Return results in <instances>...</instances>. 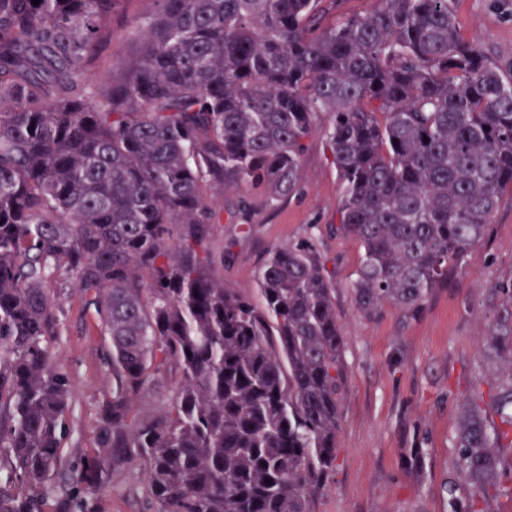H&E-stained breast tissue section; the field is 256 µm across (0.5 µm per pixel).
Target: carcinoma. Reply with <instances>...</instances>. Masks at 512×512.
<instances>
[{
  "label": "carcinoma",
  "instance_id": "1",
  "mask_svg": "<svg viewBox=\"0 0 512 512\" xmlns=\"http://www.w3.org/2000/svg\"><path fill=\"white\" fill-rule=\"evenodd\" d=\"M119 0H0V512H104L131 464L149 512H311L337 457L343 332L310 243L271 250L259 301L212 274V190L290 196L322 113L363 250L354 300L407 314L448 283L512 187V72L453 0H380L322 27L323 0H155L135 65L87 73ZM65 274L109 343L97 448L71 460V380L52 358ZM511 354L512 326L492 332ZM161 375L162 412L130 418ZM507 416L461 411L463 488L500 489Z\"/></svg>",
  "mask_w": 512,
  "mask_h": 512
}]
</instances>
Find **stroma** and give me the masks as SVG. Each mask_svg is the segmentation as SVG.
Instances as JSON below:
<instances>
[{"mask_svg":"<svg viewBox=\"0 0 512 512\" xmlns=\"http://www.w3.org/2000/svg\"><path fill=\"white\" fill-rule=\"evenodd\" d=\"M154 0H119L109 22L112 41L91 66L90 80L133 65L139 22ZM465 39L512 63V0H455ZM320 121L308 140L296 194L270 197L264 188L228 189L215 197L222 211L208 243L215 272L239 292L257 297V274L272 249L312 242L334 288L343 328L344 385L338 407L335 470L313 503L314 512H448V483L457 479L453 446L458 408L477 402L491 426L501 427L492 395L512 384V371L489 359V333L512 325V188L485 238L449 267L418 313L384 304L374 315L359 311L353 281L362 260L358 240L340 230L343 184ZM65 317L53 354L72 383L69 457L95 448L97 409L112 389L100 362L106 336L94 307L58 276ZM107 512H145L138 467L113 474Z\"/></svg>","mask_w":512,"mask_h":512,"instance_id":"35a3bbf8","label":"stroma"}]
</instances>
